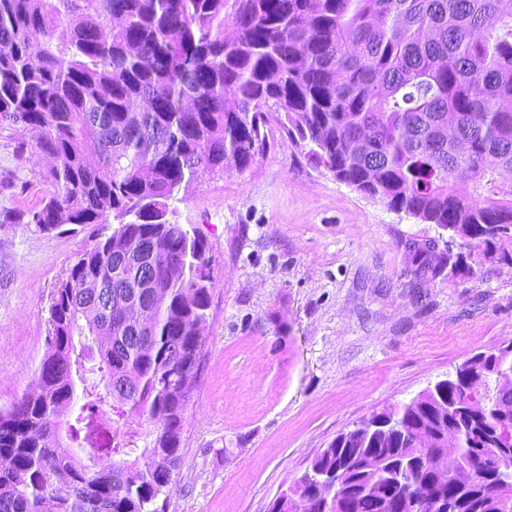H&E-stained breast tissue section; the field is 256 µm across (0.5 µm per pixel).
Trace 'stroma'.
<instances>
[{
  "instance_id": "stroma-1",
  "label": "stroma",
  "mask_w": 512,
  "mask_h": 512,
  "mask_svg": "<svg viewBox=\"0 0 512 512\" xmlns=\"http://www.w3.org/2000/svg\"><path fill=\"white\" fill-rule=\"evenodd\" d=\"M49 158L0 125V410L34 389L50 294L118 221L44 234L7 216L41 204ZM173 217L212 259L202 360L165 512H268L342 432L512 341V269L424 277L408 245L448 234L316 167L271 125L250 167L183 185Z\"/></svg>"
}]
</instances>
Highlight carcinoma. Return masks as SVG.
<instances>
[{
  "instance_id": "1",
  "label": "carcinoma",
  "mask_w": 512,
  "mask_h": 512,
  "mask_svg": "<svg viewBox=\"0 0 512 512\" xmlns=\"http://www.w3.org/2000/svg\"><path fill=\"white\" fill-rule=\"evenodd\" d=\"M337 181L435 224L465 251L413 274L512 269V8L505 0H0V121L33 133L51 158L52 196L14 217L43 233L122 220L82 252L53 290L37 390L0 412V512H159L183 450L214 289L204 240L167 219L182 184L266 148L270 119ZM467 184L471 191L461 193ZM134 216L126 222L124 218ZM137 304L154 316L143 329ZM97 344L112 412L149 426L139 455L99 404L77 405L81 348ZM512 352L476 359L495 410L443 413L423 393L390 412L416 436L463 425L464 457L493 459L512 423ZM467 378L448 382V405ZM78 411L62 426L64 414ZM66 432L92 469L49 432ZM310 462L346 468L341 512H406L383 471L419 447L384 428H353ZM134 459H129V456ZM450 512H500L482 483L448 474ZM305 512H336L298 481Z\"/></svg>"
}]
</instances>
